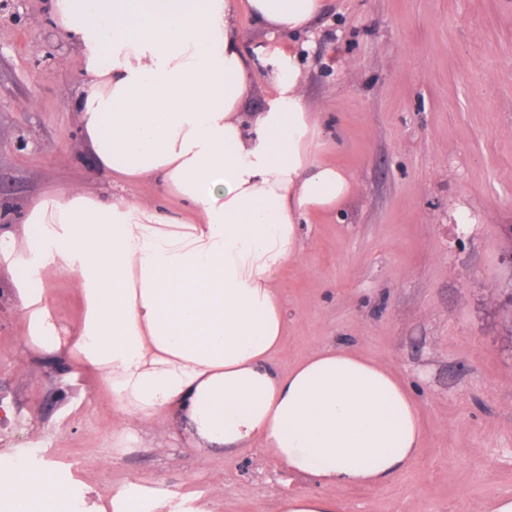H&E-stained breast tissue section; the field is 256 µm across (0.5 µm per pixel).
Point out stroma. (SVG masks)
<instances>
[{"mask_svg": "<svg viewBox=\"0 0 512 512\" xmlns=\"http://www.w3.org/2000/svg\"><path fill=\"white\" fill-rule=\"evenodd\" d=\"M241 45L288 48L321 115V162L354 174L334 213L304 226L282 269L287 328L275 367L315 348L385 361L418 404L424 439L394 478L331 489L340 512H491L512 496V0H326L310 29L270 36L239 15ZM83 60L46 0H0V208L111 186L79 133ZM42 282L60 331L82 303L68 277ZM0 264V462L54 471L81 512L112 493L179 495L185 512H278L318 491L259 448L201 459L160 416L112 434L110 398L69 352L25 338Z\"/></svg>", "mask_w": 512, "mask_h": 512, "instance_id": "35a3bbf8", "label": "stroma"}]
</instances>
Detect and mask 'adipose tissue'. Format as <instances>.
Here are the masks:
<instances>
[{
    "label": "adipose tissue",
    "mask_w": 512,
    "mask_h": 512,
    "mask_svg": "<svg viewBox=\"0 0 512 512\" xmlns=\"http://www.w3.org/2000/svg\"><path fill=\"white\" fill-rule=\"evenodd\" d=\"M324 0H48L50 22L84 62L74 106L81 136L121 194L40 196L0 223L27 341L68 345L106 384L127 434L162 413L200 456L256 446L321 492L279 512H338L330 488L374 486L423 442L418 407L381 360L313 351L272 363L286 317L277 277L303 252L300 230L355 187L318 159L319 116L293 54L253 58L237 9L269 33L306 29ZM273 92L244 109L258 74ZM152 181L177 203L125 196ZM67 274L84 314L63 343L35 271ZM66 493L45 474L0 487L8 512H51Z\"/></svg>",
    "instance_id": "1"
}]
</instances>
